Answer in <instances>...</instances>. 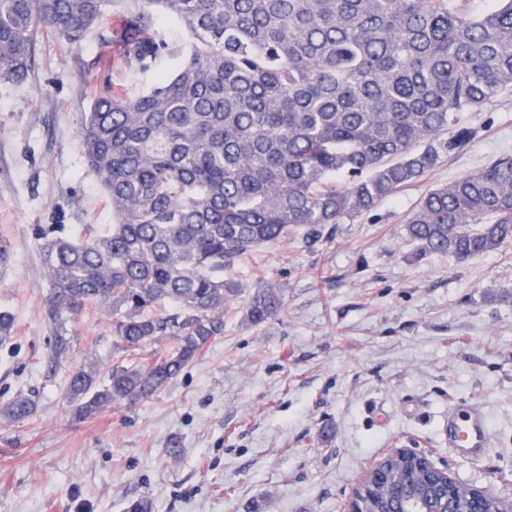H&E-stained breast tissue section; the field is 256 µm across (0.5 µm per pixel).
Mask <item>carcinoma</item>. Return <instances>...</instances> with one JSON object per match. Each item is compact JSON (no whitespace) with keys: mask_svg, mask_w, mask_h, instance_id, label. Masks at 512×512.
Masks as SVG:
<instances>
[{"mask_svg":"<svg viewBox=\"0 0 512 512\" xmlns=\"http://www.w3.org/2000/svg\"><path fill=\"white\" fill-rule=\"evenodd\" d=\"M165 14L189 35L179 68L130 95L112 85L85 113L80 143L112 223L67 236L42 229L49 315L112 312L117 350L163 337L175 351L69 376L79 418L144 399L217 336L244 289L224 269L269 243L317 241L420 181L473 132L459 113L512 92V0L473 14L463 0H0V82L34 68L40 38L78 47L99 27L117 63L150 70L168 50ZM407 234L423 254L466 262L512 241V154L426 192ZM284 307L259 279L246 318ZM34 402L3 413L20 420ZM404 458L363 503L407 479Z\"/></svg>","mask_w":512,"mask_h":512,"instance_id":"1","label":"carcinoma"}]
</instances>
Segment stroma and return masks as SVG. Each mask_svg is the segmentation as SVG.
<instances>
[{
  "instance_id": "obj_1",
  "label": "stroma",
  "mask_w": 512,
  "mask_h": 512,
  "mask_svg": "<svg viewBox=\"0 0 512 512\" xmlns=\"http://www.w3.org/2000/svg\"><path fill=\"white\" fill-rule=\"evenodd\" d=\"M158 31L171 52L147 72L93 67V29L77 48L43 38L34 73L0 83V241L11 251L0 310L15 320L0 344V408L20 394L36 401L28 418L0 415V512H128L142 500L150 512H344L358 478L400 445L512 500V242L460 264L419 254L406 234L428 190L512 152V95L462 113L471 141L355 223L225 269L245 289L281 284L277 316L252 324L233 309L176 379L75 417V367L142 355L114 349L105 311L49 319L40 229L111 223L80 127L106 82L138 93L174 70L188 35L165 17ZM458 403L487 414L481 457L445 440Z\"/></svg>"
}]
</instances>
